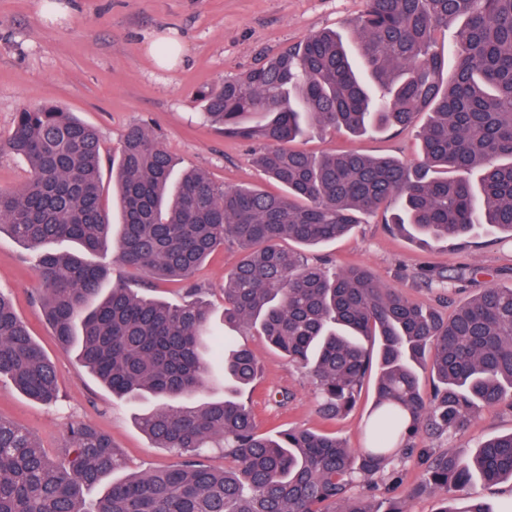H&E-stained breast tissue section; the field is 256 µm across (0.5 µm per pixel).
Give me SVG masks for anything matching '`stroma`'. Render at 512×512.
Returning a JSON list of instances; mask_svg holds the SVG:
<instances>
[{"mask_svg": "<svg viewBox=\"0 0 512 512\" xmlns=\"http://www.w3.org/2000/svg\"><path fill=\"white\" fill-rule=\"evenodd\" d=\"M41 2L0 0V136L10 132L22 108L54 104L98 130L104 155L117 150L127 130L139 125L178 168L201 170L222 187L245 184L270 192L276 191V184L252 161L259 142L224 136L204 117L199 92L258 66L310 32L333 29L351 38L364 9V0H55L59 13L47 23L41 17ZM162 35L184 46L181 61L171 69L158 67L148 51ZM301 147L313 155L357 149L391 155L409 165L419 156L412 129L352 140L342 132L315 127ZM386 219L381 211L367 216L349 235L307 250L306 256L328 267L364 266L382 284L402 288L425 305L439 304L446 296L463 302L478 289L512 285V242L484 237L466 246L448 242L422 249L390 232ZM239 256V246L225 242L200 266L194 281L210 308L213 336L248 343L258 359L260 378L252 400L260 428L327 429L348 447H366L373 379L365 380L351 413L324 420L314 385L301 369L270 348L255 330L225 322L224 277ZM467 263L484 267L486 276L447 289L423 280L429 269L451 270ZM34 264L30 252L8 233L0 234V291L12 296L17 314L55 364L60 401L45 406L0 380V415L35 436L52 459L61 455L69 424L85 421L111 435L127 472L175 464L176 455L155 447L136 423L139 415L155 407V399L112 396L81 366L74 351L59 345L41 310ZM275 391L288 393V401H268V394ZM510 432L512 409L500 407L476 414L464 431L430 440L429 445L439 452L469 453L479 443ZM393 466L400 479L389 483L390 498L403 502L407 512H440L443 493L409 494L424 477L421 463L399 459Z\"/></svg>", "mask_w": 512, "mask_h": 512, "instance_id": "35a3bbf8", "label": "stroma"}]
</instances>
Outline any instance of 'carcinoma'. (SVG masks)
Wrapping results in <instances>:
<instances>
[{"label": "carcinoma", "mask_w": 512, "mask_h": 512, "mask_svg": "<svg viewBox=\"0 0 512 512\" xmlns=\"http://www.w3.org/2000/svg\"><path fill=\"white\" fill-rule=\"evenodd\" d=\"M359 57L334 31L309 34L240 76L201 92L204 116L224 134L259 140L256 164L284 190L215 185L190 169L172 182L174 161L141 126L104 157L95 127L52 104L17 113L0 153L23 159L30 176L0 189V232L36 256L44 315L63 346L119 398L152 395L138 426L183 461L87 490L126 467L112 438L70 423L62 457L0 417V512H407L376 510L360 486L396 459L414 455L428 482L417 493L461 491L473 477L512 481V433L474 454L416 445L463 429L474 413L512 408V287L483 288L445 317L361 267L330 271L284 246H316L349 233L380 209L387 224L426 248L485 233L512 241V0H364ZM454 71L444 78L437 34L450 21ZM424 119L421 160L358 151L312 155L296 146L317 125L352 136L405 130ZM112 171L116 206L105 205L103 168ZM479 170L477 184L467 175ZM242 254L224 278V320L252 327L313 380L323 419L355 405L376 378L370 446L347 447L326 431L260 432L242 400L254 388L252 350L226 336L207 350L208 307L140 294L139 284L102 292L109 270L91 260L108 248L149 277L192 275L227 240ZM72 242L76 251L54 245ZM477 264L428 280L476 283ZM224 362V398L196 402L214 359ZM429 369L425 389L420 370ZM45 404L58 399L53 364L12 301L0 292V378ZM220 448L224 467L204 462ZM443 512H495L477 496Z\"/></svg>", "instance_id": "carcinoma-1"}]
</instances>
